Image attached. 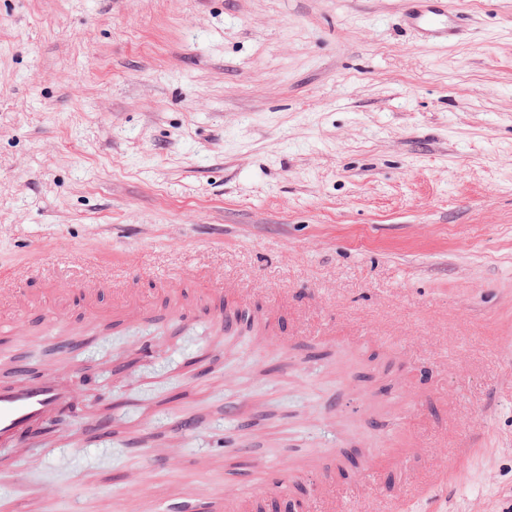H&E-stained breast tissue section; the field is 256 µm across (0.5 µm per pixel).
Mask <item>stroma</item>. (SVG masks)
I'll list each match as a JSON object with an SVG mask.
<instances>
[{"label":"stroma","mask_w":512,"mask_h":512,"mask_svg":"<svg viewBox=\"0 0 512 512\" xmlns=\"http://www.w3.org/2000/svg\"><path fill=\"white\" fill-rule=\"evenodd\" d=\"M449 2L450 45L407 0H0V277L104 275L154 313L105 330L52 294L54 330L0 344L1 378L55 356L78 389L0 447V512L205 510L345 440L378 495L379 449L443 434L407 512L512 504V0ZM200 276L287 296L299 344L183 322ZM448 441L443 435L442 440L432 445L431 448H404L392 464L391 470L400 473L403 468L408 471V461L415 455L422 453L428 462V466L411 479V498L416 500L426 499L434 491L437 482L448 474ZM409 472V471H408Z\"/></svg>","instance_id":"stroma-1"}]
</instances>
